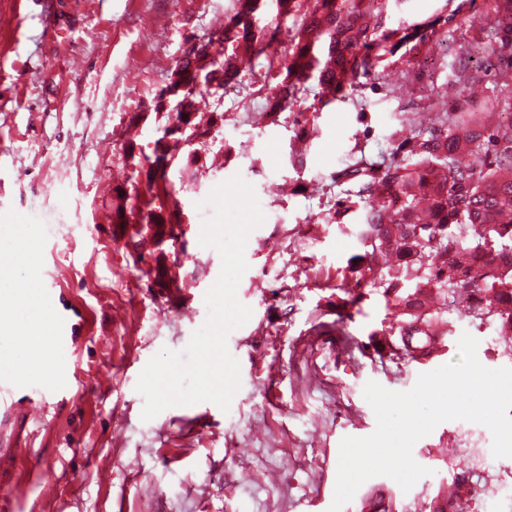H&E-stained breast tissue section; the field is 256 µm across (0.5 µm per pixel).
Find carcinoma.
Instances as JSON below:
<instances>
[{
	"label": "carcinoma",
	"instance_id": "1",
	"mask_svg": "<svg viewBox=\"0 0 512 512\" xmlns=\"http://www.w3.org/2000/svg\"><path fill=\"white\" fill-rule=\"evenodd\" d=\"M467 5L459 0L446 14L390 29L373 22L381 11L378 0H276V15L260 19L261 0H233L224 26L184 51L171 69L168 84L155 96V119L164 121L162 136L154 142L153 157L141 164L134 148L126 163L138 169L141 180L131 183L135 204L119 207L112 223L115 238L127 229L149 250L153 264L146 275L165 288L176 279L173 266L156 249L182 223L179 202L168 190L167 169L183 146L206 139L222 112L199 108L203 91L226 90L238 84L237 49L263 59L264 71L256 77L260 90L268 91V116L272 123L288 122L286 113L298 102L301 84L310 79L319 86V103L336 100L358 75L390 62L413 58L429 49ZM301 21L282 29L290 13ZM289 37L291 62L282 64L268 53L272 42ZM496 96L462 112L437 115L432 126L409 136L394 132L396 150L403 159L379 167L358 155L339 174L352 184L355 196L378 199V204L348 224L349 235L360 253L349 258L338 274L340 294L327 301L336 318L320 313L313 330L330 335L346 352L388 356L396 364L427 359L438 337L439 316L420 297L419 289L437 287L439 297L453 294L469 303V314L492 319L501 336L512 331V121L488 127L482 113L496 108ZM474 152L485 155L479 172L467 162ZM430 201L428 221H420L418 198ZM371 286L394 310L388 324L363 341L347 330L350 310L366 297ZM458 512H469L472 501L469 477L454 476Z\"/></svg>",
	"mask_w": 512,
	"mask_h": 512
}]
</instances>
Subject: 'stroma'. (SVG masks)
Masks as SVG:
<instances>
[{
  "instance_id": "obj_1",
  "label": "stroma",
  "mask_w": 512,
  "mask_h": 512,
  "mask_svg": "<svg viewBox=\"0 0 512 512\" xmlns=\"http://www.w3.org/2000/svg\"><path fill=\"white\" fill-rule=\"evenodd\" d=\"M382 3L384 27L395 28L444 11L446 0ZM490 6L473 0L417 59L410 86L395 71L373 69L323 107L308 81L301 110L315 131L304 142L269 123L265 95L252 84L258 59L246 60L235 91L205 96L207 111L225 122L199 147L200 168L169 173L182 210L164 245L184 282L173 297L112 234V213L132 181L125 148L148 157L160 134L155 120L130 118L153 111L186 39L219 28L232 0H0V248L11 249L17 226H26L46 316L97 323L77 330L72 344L48 345L50 370L76 379L64 397H46L30 423L24 462L1 494L6 512H328L342 439L377 426L363 396L368 381L410 390L420 374L458 361L465 333L477 339L484 367L512 368V346L498 341L495 323L470 318L459 303H438L445 348L421 363L350 356L311 332L331 293L323 274L357 250L328 214L353 146L371 162H390L395 130L418 133L437 114L492 94L501 104L489 124L512 115V80L499 76L512 57L490 53L512 31V17L477 24ZM467 69L479 81L465 80ZM236 175L263 204L265 221L251 236L266 242L262 254L246 253L236 291L252 310L228 337L240 388L226 412L201 402L142 420L141 371L161 349H186L221 270L219 253L199 243L200 217L214 210L196 204ZM366 294L347 323L362 339L388 313L374 288ZM492 442L483 425L442 422L412 449L429 475L407 491L372 477L342 512H361L372 491L390 496L393 512H421L462 470L493 495L484 512H512V457H494Z\"/></svg>"
}]
</instances>
